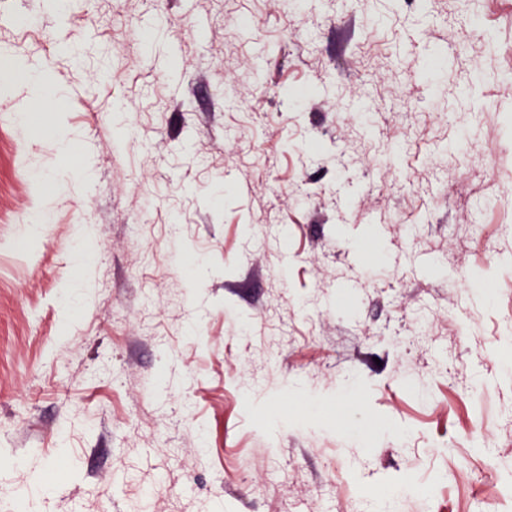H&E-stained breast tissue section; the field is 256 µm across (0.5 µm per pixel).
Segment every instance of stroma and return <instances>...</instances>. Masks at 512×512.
I'll list each match as a JSON object with an SVG mask.
<instances>
[{
  "mask_svg": "<svg viewBox=\"0 0 512 512\" xmlns=\"http://www.w3.org/2000/svg\"><path fill=\"white\" fill-rule=\"evenodd\" d=\"M0 53L61 96L0 71L28 512H512V0H0ZM33 75H27V95L23 98L19 105V112L23 118L33 112H43L50 114L55 112L54 98L39 89V84L34 80Z\"/></svg>",
  "mask_w": 512,
  "mask_h": 512,
  "instance_id": "obj_1",
  "label": "stroma"
}]
</instances>
